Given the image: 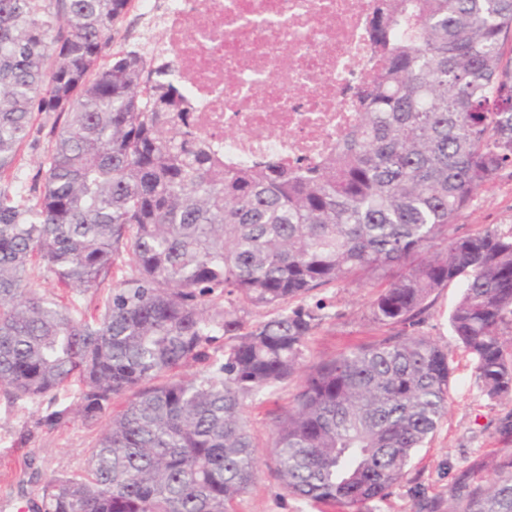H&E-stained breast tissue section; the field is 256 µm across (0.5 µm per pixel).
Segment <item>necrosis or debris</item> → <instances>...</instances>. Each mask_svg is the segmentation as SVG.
Masks as SVG:
<instances>
[{"mask_svg": "<svg viewBox=\"0 0 512 512\" xmlns=\"http://www.w3.org/2000/svg\"><path fill=\"white\" fill-rule=\"evenodd\" d=\"M376 0H136L225 166L315 163L358 119Z\"/></svg>", "mask_w": 512, "mask_h": 512, "instance_id": "1", "label": "necrosis or debris"}]
</instances>
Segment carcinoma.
I'll return each instance as SVG.
<instances>
[{
    "mask_svg": "<svg viewBox=\"0 0 512 512\" xmlns=\"http://www.w3.org/2000/svg\"><path fill=\"white\" fill-rule=\"evenodd\" d=\"M132 0H0V177L35 112L63 118L42 184L0 190V390L48 400L52 429L105 422L84 474L58 473L38 512H226L255 478L242 401L305 371L274 424L292 496L352 508L387 491L448 413L449 352L414 327L434 292L482 392H512V232L449 236L512 166V0H381L376 72L336 152L232 169L180 109L168 65L112 53ZM68 288L110 283L86 318L29 287L34 260ZM125 260L136 275L114 279ZM402 272L371 300L400 332L303 366L318 288ZM270 310L246 326L240 312ZM218 336L234 340L210 360ZM208 363L189 379L181 366ZM76 387V405L56 396ZM129 395L124 411L112 399ZM448 512H512V456Z\"/></svg>",
    "mask_w": 512,
    "mask_h": 512,
    "instance_id": "obj_1",
    "label": "carcinoma"
}]
</instances>
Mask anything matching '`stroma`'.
Returning a JSON list of instances; mask_svg holds the SVG:
<instances>
[{
	"mask_svg": "<svg viewBox=\"0 0 512 512\" xmlns=\"http://www.w3.org/2000/svg\"><path fill=\"white\" fill-rule=\"evenodd\" d=\"M54 126V114L36 113L19 161L10 176L0 179V189L32 184L52 145ZM487 228L512 230V167L503 169L477 200L455 217L450 234L462 237ZM31 286L89 315L102 307L107 296L106 288L79 293L52 277H34ZM460 294L457 284L436 291L415 328L417 334L451 350L447 416L387 496L365 502L353 512H417L418 504L434 500L451 506V490L462 472L473 471L475 482L487 485L494 479L499 461L512 456V433L503 430L512 423V393L488 399L476 380L470 356L457 347L451 335L448 317ZM373 295V289L355 283L311 292L308 305L323 304L325 318L306 341L305 363L372 342L378 335L369 318ZM298 384V379H291L262 400L247 403L244 416L257 444L258 473L233 512H342L336 505L314 504L288 495L274 473V421L288 407ZM45 409V403L11 402L0 394V512H13L14 504L38 500L40 488L51 474H80L86 468L97 427L74 419L53 429L38 426Z\"/></svg>",
	"mask_w": 512,
	"mask_h": 512,
	"instance_id": "35a3bbf8",
	"label": "stroma"
}]
</instances>
